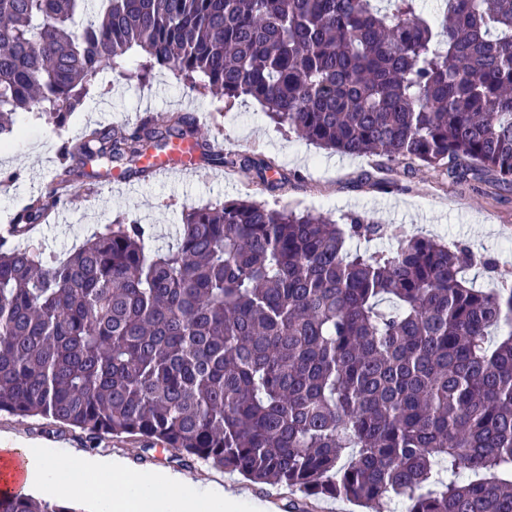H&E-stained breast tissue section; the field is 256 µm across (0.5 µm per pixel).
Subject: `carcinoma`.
<instances>
[{"label": "carcinoma", "instance_id": "obj_1", "mask_svg": "<svg viewBox=\"0 0 512 512\" xmlns=\"http://www.w3.org/2000/svg\"><path fill=\"white\" fill-rule=\"evenodd\" d=\"M0 0V145L17 113L60 127L134 47L225 102L336 153L512 188V0ZM183 143L226 155L192 117L85 127L53 188L18 212L47 220L81 178L148 175ZM350 215L232 199L188 207L176 245L116 223L61 258L0 242V415L128 438L258 484L386 512H512V287L477 288L470 247ZM471 478L464 479V474ZM0 512H81L0 491Z\"/></svg>", "mask_w": 512, "mask_h": 512}]
</instances>
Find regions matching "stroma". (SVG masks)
I'll return each mask as SVG.
<instances>
[{
    "label": "stroma",
    "instance_id": "35a3bbf8",
    "mask_svg": "<svg viewBox=\"0 0 512 512\" xmlns=\"http://www.w3.org/2000/svg\"><path fill=\"white\" fill-rule=\"evenodd\" d=\"M142 60L139 50H131L120 67L101 74L63 129L33 114H21V133L10 144L8 157H0V173L19 175L10 187L0 189V225L10 223L28 196L49 191L64 140L78 136L89 125L126 123L130 114L139 111L154 116L191 114L207 128H219L225 152L274 158L289 173L288 185L258 194L247 173L230 175L208 164L190 180L152 176L133 181L128 193L100 181L94 193L76 189L60 207L63 223L43 225L29 240L33 251L47 257L62 254L119 217L149 227L148 249H165L175 242L184 206L252 196L272 209L314 210L336 219L350 213L371 217L389 231L373 241L376 249L396 247L400 234L431 236L467 244L476 255L494 259L502 271L512 272V189L503 188L492 173L455 179L437 170L409 171L394 162L376 173L368 158L328 153L276 127L255 102L226 105L190 90L161 67L153 69L146 81L131 78ZM4 432L42 440L52 448L94 449L132 458L128 441L93 443L43 419L2 414L0 434Z\"/></svg>",
    "mask_w": 512,
    "mask_h": 512
}]
</instances>
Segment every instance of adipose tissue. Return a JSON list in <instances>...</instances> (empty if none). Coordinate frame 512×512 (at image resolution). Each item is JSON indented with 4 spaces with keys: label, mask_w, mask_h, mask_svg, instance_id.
<instances>
[{
    "label": "adipose tissue",
    "mask_w": 512,
    "mask_h": 512,
    "mask_svg": "<svg viewBox=\"0 0 512 512\" xmlns=\"http://www.w3.org/2000/svg\"><path fill=\"white\" fill-rule=\"evenodd\" d=\"M24 459L16 490L77 495L91 512H270L268 503L169 470H138L106 454L60 452L0 439Z\"/></svg>",
    "instance_id": "obj_1"
}]
</instances>
